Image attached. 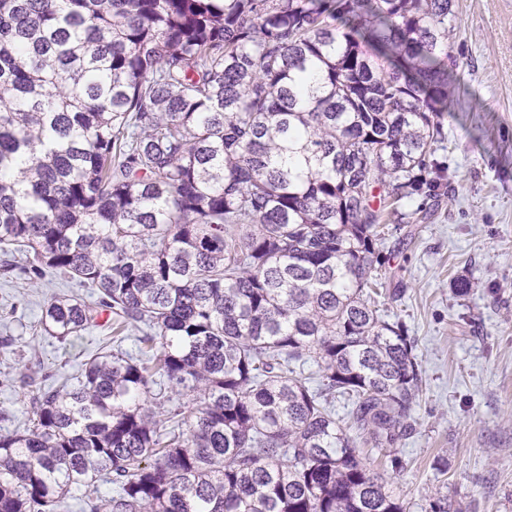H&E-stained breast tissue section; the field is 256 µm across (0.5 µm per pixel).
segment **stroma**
I'll use <instances>...</instances> for the list:
<instances>
[{"label":"stroma","mask_w":512,"mask_h":512,"mask_svg":"<svg viewBox=\"0 0 512 512\" xmlns=\"http://www.w3.org/2000/svg\"><path fill=\"white\" fill-rule=\"evenodd\" d=\"M445 141L436 158L452 188L426 222L389 217L383 248L398 297L382 294L387 320H401L416 342L422 384L413 430L395 454L362 446L367 463L407 512H430L436 493L461 512H512V0H453ZM468 295L455 296V279ZM56 295L86 302L94 289L54 275L29 282L0 274V338L22 355L0 352V404L8 429L23 428L27 367L72 376L99 352L106 324L68 343L48 336L42 310Z\"/></svg>","instance_id":"35a3bbf8"}]
</instances>
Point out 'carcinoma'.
Returning a JSON list of instances; mask_svg holds the SVG:
<instances>
[{"label":"carcinoma","instance_id":"carcinoma-1","mask_svg":"<svg viewBox=\"0 0 512 512\" xmlns=\"http://www.w3.org/2000/svg\"><path fill=\"white\" fill-rule=\"evenodd\" d=\"M454 20L452 0H0V253L96 289L47 303L58 342L101 311L113 332L75 378L22 374L0 512L80 489V512H406L359 445L410 434L422 370L372 293L384 217L449 193Z\"/></svg>","mask_w":512,"mask_h":512}]
</instances>
